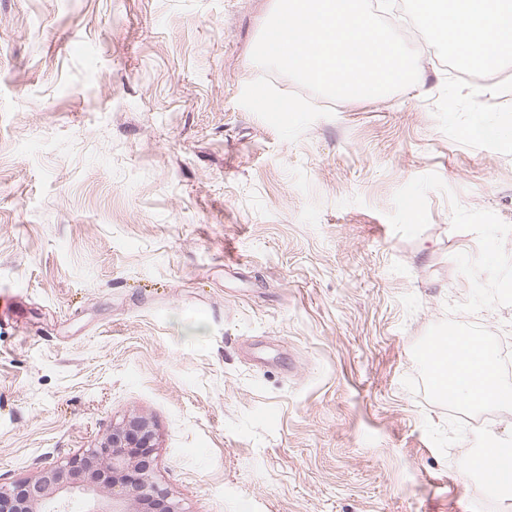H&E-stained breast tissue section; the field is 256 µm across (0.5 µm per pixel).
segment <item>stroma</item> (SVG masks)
<instances>
[{
  "instance_id": "stroma-1",
  "label": "stroma",
  "mask_w": 512,
  "mask_h": 512,
  "mask_svg": "<svg viewBox=\"0 0 512 512\" xmlns=\"http://www.w3.org/2000/svg\"><path fill=\"white\" fill-rule=\"evenodd\" d=\"M275 4L0 0V485L139 412L185 512H512L466 457L512 410L453 461L403 385L470 293L451 201L512 224V91L405 28L422 83L281 140L239 103ZM428 173L408 239L392 198Z\"/></svg>"
}]
</instances>
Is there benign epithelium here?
<instances>
[{
    "label": "benign epithelium",
    "mask_w": 512,
    "mask_h": 512,
    "mask_svg": "<svg viewBox=\"0 0 512 512\" xmlns=\"http://www.w3.org/2000/svg\"><path fill=\"white\" fill-rule=\"evenodd\" d=\"M157 447L151 418L131 413L68 467L50 466L11 489L1 486L0 512H184L145 460Z\"/></svg>",
    "instance_id": "7a95c632"
}]
</instances>
